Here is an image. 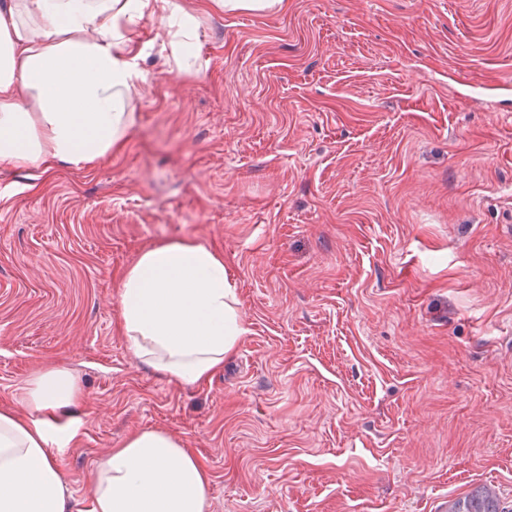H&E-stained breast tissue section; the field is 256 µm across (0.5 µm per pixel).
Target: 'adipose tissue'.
<instances>
[{
	"label": "adipose tissue",
	"instance_id": "obj_1",
	"mask_svg": "<svg viewBox=\"0 0 512 512\" xmlns=\"http://www.w3.org/2000/svg\"><path fill=\"white\" fill-rule=\"evenodd\" d=\"M161 16L171 52L195 26L174 0H0V165L36 178L89 167L120 147L144 81L132 36ZM120 327L137 360L201 386L245 333L223 253L191 240L144 249L121 274ZM82 387L66 367L29 376L0 402V512H74L62 469L82 437ZM211 475L159 429L100 456L86 512H206Z\"/></svg>",
	"mask_w": 512,
	"mask_h": 512
}]
</instances>
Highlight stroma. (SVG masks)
<instances>
[{
	"label": "stroma",
	"instance_id": "1",
	"mask_svg": "<svg viewBox=\"0 0 512 512\" xmlns=\"http://www.w3.org/2000/svg\"><path fill=\"white\" fill-rule=\"evenodd\" d=\"M193 65L137 30L123 148L42 183L0 167V401L79 377L64 479L162 429L207 512L512 508V0H288L202 12ZM219 249L247 328L204 387L139 363L118 280ZM504 509L495 491L488 487H480L455 500L448 512H506Z\"/></svg>",
	"mask_w": 512,
	"mask_h": 512
}]
</instances>
